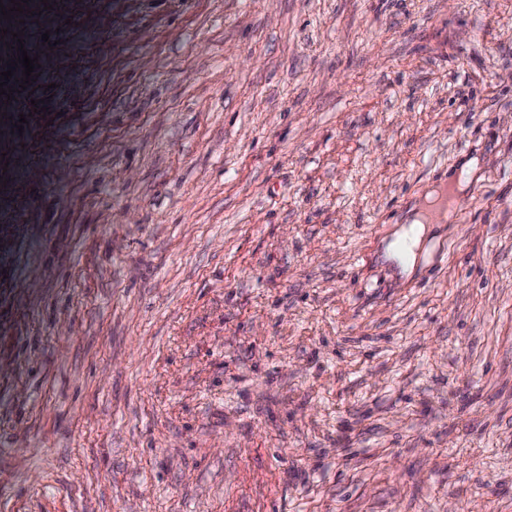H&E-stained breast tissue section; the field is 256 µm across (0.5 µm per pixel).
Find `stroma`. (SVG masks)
I'll return each mask as SVG.
<instances>
[{
	"label": "stroma",
	"mask_w": 512,
	"mask_h": 512,
	"mask_svg": "<svg viewBox=\"0 0 512 512\" xmlns=\"http://www.w3.org/2000/svg\"><path fill=\"white\" fill-rule=\"evenodd\" d=\"M0 29V512H512V0ZM478 172L479 161L476 158L464 160L458 169L448 173V188L455 196H463ZM432 188L422 203L414 205L405 219V224L393 234L392 240L384 249L386 258L397 261L400 276L408 277L414 271L418 255L423 248V241L430 224L452 223L455 210L448 204V210L436 208L438 195Z\"/></svg>",
	"instance_id": "1"
}]
</instances>
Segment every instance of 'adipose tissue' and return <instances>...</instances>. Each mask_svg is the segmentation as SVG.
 Masks as SVG:
<instances>
[{
  "instance_id": "1",
  "label": "adipose tissue",
  "mask_w": 512,
  "mask_h": 512,
  "mask_svg": "<svg viewBox=\"0 0 512 512\" xmlns=\"http://www.w3.org/2000/svg\"><path fill=\"white\" fill-rule=\"evenodd\" d=\"M437 202L436 192H428L422 203L410 209L404 224L384 249L385 257L397 262L401 276H409L414 271L430 225L450 223L455 218L453 210L439 209Z\"/></svg>"
}]
</instances>
